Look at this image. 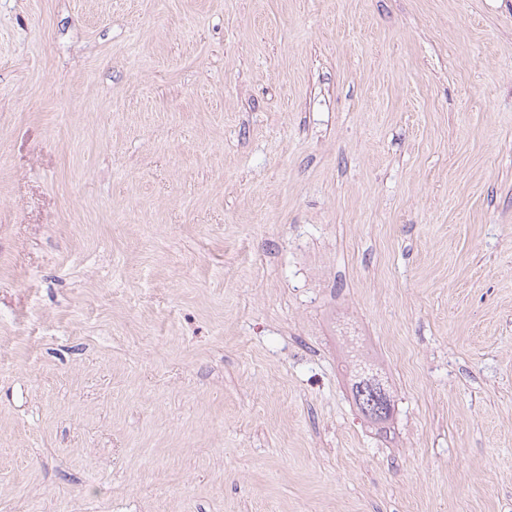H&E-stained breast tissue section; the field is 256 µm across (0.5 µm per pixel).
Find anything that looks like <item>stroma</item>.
Returning a JSON list of instances; mask_svg holds the SVG:
<instances>
[{
  "label": "stroma",
  "mask_w": 512,
  "mask_h": 512,
  "mask_svg": "<svg viewBox=\"0 0 512 512\" xmlns=\"http://www.w3.org/2000/svg\"><path fill=\"white\" fill-rule=\"evenodd\" d=\"M1 339L0 512H512V0H0Z\"/></svg>",
  "instance_id": "stroma-1"
}]
</instances>
